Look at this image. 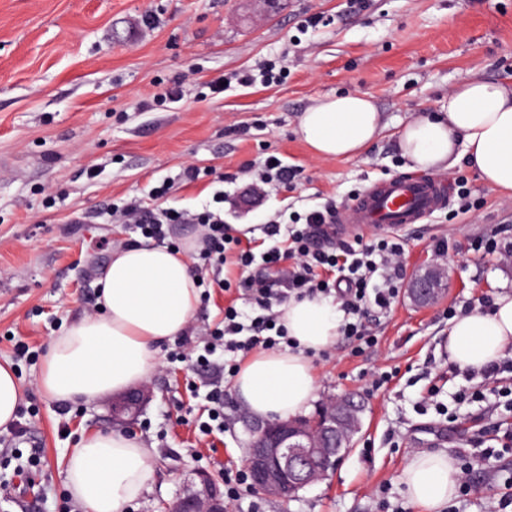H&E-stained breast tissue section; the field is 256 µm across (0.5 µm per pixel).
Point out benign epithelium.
I'll return each mask as SVG.
<instances>
[{"label":"benign epithelium","mask_w":512,"mask_h":512,"mask_svg":"<svg viewBox=\"0 0 512 512\" xmlns=\"http://www.w3.org/2000/svg\"><path fill=\"white\" fill-rule=\"evenodd\" d=\"M443 272L429 265L407 285L410 299L426 305L436 300ZM152 397V388L143 384L112 402L115 423L131 426L140 407ZM327 415L321 418H289L258 424L244 459L250 484L263 496L284 501L298 495L308 485L323 479L328 469L345 456L341 451L361 425L360 408L348 398L333 397L326 402ZM180 512H229L224 495L214 477L199 473V486L177 497Z\"/></svg>","instance_id":"1"}]
</instances>
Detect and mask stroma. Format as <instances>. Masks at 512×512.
Listing matches in <instances>:
<instances>
[{
  "instance_id": "obj_1",
  "label": "stroma",
  "mask_w": 512,
  "mask_h": 512,
  "mask_svg": "<svg viewBox=\"0 0 512 512\" xmlns=\"http://www.w3.org/2000/svg\"><path fill=\"white\" fill-rule=\"evenodd\" d=\"M265 63L283 67L279 82H237ZM218 77L224 90L211 92ZM470 77L512 83V0H0V361L15 365L30 433L19 454L0 455V512H83L68 497L63 461L82 434L114 431L112 400L59 404L39 392L37 378L51 340L97 311L113 249L142 239L117 210L168 177L165 207L198 210L220 189L228 226L288 223L327 201L350 202L374 181L412 173L399 131L438 111ZM171 89L179 102L153 105ZM354 92L372 98L381 136L356 157L316 158L296 132L300 112ZM271 155L302 174L251 198L247 189ZM189 165L215 168L224 181H184ZM443 177L464 182L467 197L452 195L448 207L402 234L408 276L439 263L446 290L427 306L403 292L377 313L371 330L380 345L371 358L351 356L341 338L309 357L317 378L309 413L334 395L364 405L350 450L296 501L245 487L233 512H383L385 501L392 512H421L398 483L406 459L442 450L466 458L473 423L512 419L456 405L460 388L487 383L465 368L448 378L443 359L449 309L512 293V264L474 250L491 237L512 249V198L463 164ZM438 239L449 245L441 257ZM236 254L227 250L224 265L231 291L211 289L197 306L194 341L206 340L228 301L252 310L234 291L243 277ZM19 342L31 360H16ZM175 349L171 339L158 345L153 399L130 432L151 448L153 475L128 512H164L196 470L240 468L257 422L232 391L223 431L200 432L202 394L223 374L192 371ZM373 370L393 375L376 392ZM432 387L439 394L430 402ZM34 447L41 462L28 470ZM469 478L473 492L452 500L453 512H491L499 498L512 499V451L475 465Z\"/></svg>"
}]
</instances>
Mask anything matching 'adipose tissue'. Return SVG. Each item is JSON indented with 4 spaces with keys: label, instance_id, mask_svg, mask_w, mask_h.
<instances>
[{
    "label": "adipose tissue",
    "instance_id": "ef3b65f1",
    "mask_svg": "<svg viewBox=\"0 0 512 512\" xmlns=\"http://www.w3.org/2000/svg\"><path fill=\"white\" fill-rule=\"evenodd\" d=\"M381 114L358 93L327 97L307 108L298 132L321 159L352 158L379 137ZM398 147L415 168L437 173L465 160L481 180L512 196V86L467 78L448 93L439 114L418 117L398 135ZM197 235L179 249L119 245L101 277L98 312L54 337L37 387L45 397L93 402L145 382L157 371L155 347L185 335L199 303L191 255ZM281 320L296 349L261 350L245 360L234 388L254 416L287 419L315 397L308 353L327 349L339 334L341 314L321 297L289 301ZM512 346V295L493 307L453 319L448 354L459 367L480 369ZM151 451L123 433L83 435L66 459V485L85 512H126L151 481ZM399 483L421 512H442L456 494L459 471L444 452L422 453L405 463Z\"/></svg>",
    "mask_w": 512,
    "mask_h": 512
}]
</instances>
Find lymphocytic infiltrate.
Wrapping results in <instances>:
<instances>
[{
    "label": "lymphocytic infiltrate",
    "instance_id": "obj_1",
    "mask_svg": "<svg viewBox=\"0 0 512 512\" xmlns=\"http://www.w3.org/2000/svg\"><path fill=\"white\" fill-rule=\"evenodd\" d=\"M168 191L164 183L154 187L148 197L131 200L120 210V220L159 244L171 238L177 225H200L202 233L195 253L197 280L202 283L208 277H220L227 245L240 242L219 210L223 191L214 193V208L194 213L160 207ZM335 217L336 204L329 201L306 212L298 225L269 220L262 227L263 233L281 236V247L269 248L267 259L261 261L252 249H240L237 263L248 273L245 283L254 312L246 316L235 305L225 306L224 319L212 332L211 342L197 353L196 365L210 364L221 351L228 355L224 371L232 376L253 350L292 346L278 312L279 306L292 298H334L343 314L341 333L352 342L353 354L365 356L377 346L378 338L366 321L372 312L390 309L398 297L406 272V243L388 235L352 244L332 241L325 227L334 223Z\"/></svg>",
    "mask_w": 512,
    "mask_h": 512
}]
</instances>
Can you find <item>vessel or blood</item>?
Masks as SVG:
<instances>
[{
    "label": "vessel or blood",
    "instance_id": "vessel-or-blood-1",
    "mask_svg": "<svg viewBox=\"0 0 512 512\" xmlns=\"http://www.w3.org/2000/svg\"><path fill=\"white\" fill-rule=\"evenodd\" d=\"M446 196L433 176H396L373 183L336 213V222L390 233L444 208Z\"/></svg>",
    "mask_w": 512,
    "mask_h": 512
}]
</instances>
